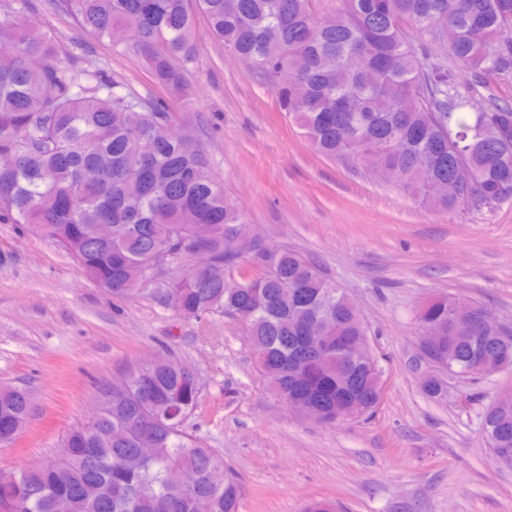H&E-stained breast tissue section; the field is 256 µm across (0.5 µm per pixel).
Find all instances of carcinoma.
Segmentation results:
<instances>
[{
  "label": "carcinoma",
  "mask_w": 512,
  "mask_h": 512,
  "mask_svg": "<svg viewBox=\"0 0 512 512\" xmlns=\"http://www.w3.org/2000/svg\"><path fill=\"white\" fill-rule=\"evenodd\" d=\"M83 33L132 51L160 84L183 85L200 12L212 35L256 71L311 146L329 158L364 159L391 169L400 184L435 206L493 204L512 197V106L476 105L459 92L448 65L418 53L405 26L423 45L476 72L512 68V0H342L327 23L311 0H63ZM27 0H0V220L49 235L99 287L116 297L135 291L151 252L166 246L178 255L192 245L200 224L214 235L202 241L211 263L187 269L186 278L156 289L185 318L220 313L241 320L255 364L269 387L288 396L299 364L316 356L307 380L324 402L330 423L353 391L336 377V344L298 349L300 322L317 320L326 333L361 336L355 302L301 253L241 256L233 241L247 220L216 180L209 156L192 137L170 140L173 121L165 104L140 98L103 70L78 69L54 37L25 20ZM476 181L448 197H428L431 179L452 178L456 147ZM95 224L112 225V240L97 243ZM239 270L240 288L225 287ZM418 320L447 336L448 361L466 373L475 340L489 338L487 309L469 303L471 327L455 328L448 303ZM128 389L112 395V409L65 437L61 467L52 460L37 471L16 472L0 486V512H239L241 486L226 478L215 490L208 469L218 454L183 430L201 394L196 369L176 357L131 367ZM175 416L158 425L150 403ZM26 391L0 386V441L7 417L24 428ZM135 426L153 434L155 453L143 456L121 431ZM193 467L194 487L180 485L178 469Z\"/></svg>",
  "instance_id": "carcinoma-1"
}]
</instances>
